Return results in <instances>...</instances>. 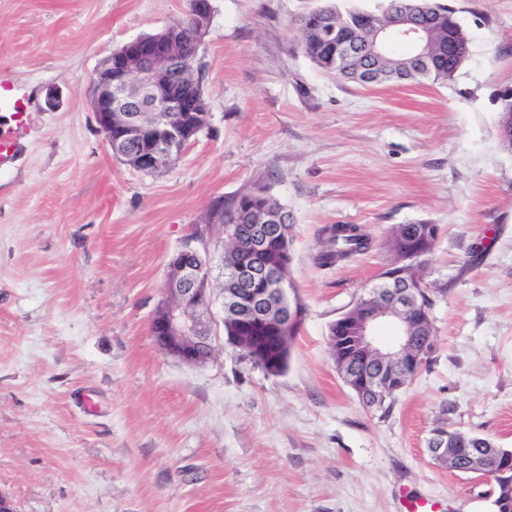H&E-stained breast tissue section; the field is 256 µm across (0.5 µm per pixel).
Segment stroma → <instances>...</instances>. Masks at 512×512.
<instances>
[{"mask_svg": "<svg viewBox=\"0 0 512 512\" xmlns=\"http://www.w3.org/2000/svg\"><path fill=\"white\" fill-rule=\"evenodd\" d=\"M322 3L211 0L208 125L148 174L113 155L92 77L188 0H0V70L28 113L0 171V497L15 512H402L417 497L493 512L489 484L428 441L444 422L512 448V0H447L463 66L384 85L305 54L298 20ZM259 187L290 215L306 310L288 366L269 375L221 341L185 365L149 329L168 260L214 198ZM330 224L360 225L370 249L318 267ZM400 224L439 228L420 271L433 349L385 414L338 375L328 326Z\"/></svg>", "mask_w": 512, "mask_h": 512, "instance_id": "35a3bbf8", "label": "stroma"}]
</instances>
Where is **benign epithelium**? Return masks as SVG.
Masks as SVG:
<instances>
[{"label": "benign epithelium", "mask_w": 512, "mask_h": 512, "mask_svg": "<svg viewBox=\"0 0 512 512\" xmlns=\"http://www.w3.org/2000/svg\"><path fill=\"white\" fill-rule=\"evenodd\" d=\"M185 26L198 35L200 26L210 23V0H188ZM428 8L415 4L410 10L394 15L390 24L375 28L371 13H351L340 22L319 23L321 35L334 46L338 58L355 64L353 79L363 84L375 83L373 61L381 49L397 40L411 47L409 61L416 71L428 75L435 68L436 56L431 52L432 23ZM375 29L371 43L363 45L351 33ZM188 60L179 53L171 37L157 40L138 36L124 43L116 53L104 57L92 78L93 108L100 131L116 154L123 146L137 145L128 154L133 168L153 173L178 159L194 142L198 133L188 134L183 97L179 90L187 87ZM208 224H196L188 241L175 252L167 264L163 298L150 324L155 342L166 354L181 362L201 365L214 356L216 320L212 312L213 284L209 260L196 247L216 235L229 233L242 240L247 255L233 267L236 287L222 296V314L236 325L266 324L271 327H297L305 311L292 289L280 279L276 268L264 255L272 239L283 240L288 215L282 210L252 208L246 212L248 223L224 226L222 200L211 201ZM426 253L410 252L394 256L372 283L364 289L362 313L345 322L355 343L364 347L366 360L376 366L370 376L342 375L364 403L379 393L396 392L408 384L428 358L433 342L431 320L416 309L423 281L408 276L406 267L425 260ZM392 322L398 330L395 345L378 344L376 330L383 322ZM279 347L272 350L252 336H226L224 343L253 353L276 375L288 337H276ZM435 458L453 464L463 473H480L482 479H507L512 474V455L502 458L500 467L491 473L482 465L483 448L466 434L433 433L430 439Z\"/></svg>", "instance_id": "benign-epithelium-1"}]
</instances>
